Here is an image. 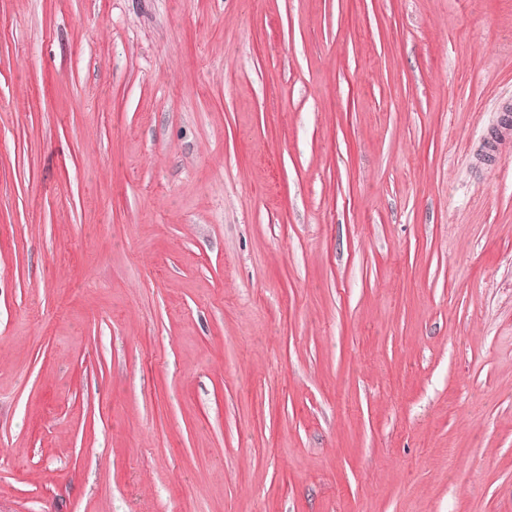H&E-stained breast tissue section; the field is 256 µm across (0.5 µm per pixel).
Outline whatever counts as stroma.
<instances>
[{"mask_svg": "<svg viewBox=\"0 0 512 512\" xmlns=\"http://www.w3.org/2000/svg\"><path fill=\"white\" fill-rule=\"evenodd\" d=\"M512 0H0V512H512ZM512 137L511 122L505 123L501 120L487 129L484 139L483 148L481 150L482 161L491 162L498 154L499 147Z\"/></svg>", "mask_w": 512, "mask_h": 512, "instance_id": "1", "label": "stroma"}]
</instances>
